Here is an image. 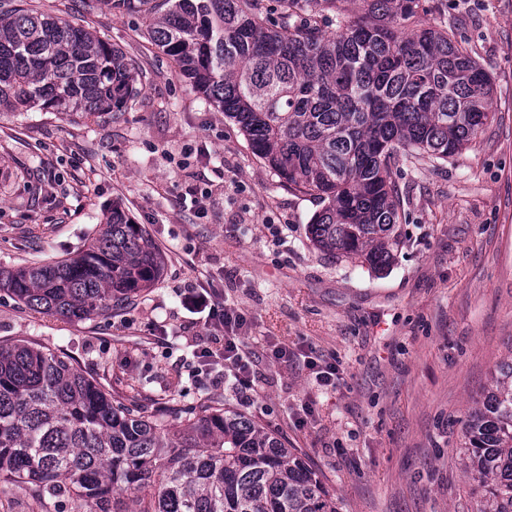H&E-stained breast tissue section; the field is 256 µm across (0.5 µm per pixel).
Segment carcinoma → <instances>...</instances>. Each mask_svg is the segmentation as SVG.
I'll return each mask as SVG.
<instances>
[{
	"mask_svg": "<svg viewBox=\"0 0 512 512\" xmlns=\"http://www.w3.org/2000/svg\"><path fill=\"white\" fill-rule=\"evenodd\" d=\"M149 17L151 41L293 193L323 203L319 250L374 270L400 245L396 158L446 162L494 119L493 82L448 0H81ZM146 73L92 31L0 4V113L123 112ZM164 256L118 205L73 257L0 269V291L90 320L159 280ZM477 512H512V357L462 432ZM0 478L70 512H339L307 460L234 410L141 411L66 358L0 340Z\"/></svg>",
	"mask_w": 512,
	"mask_h": 512,
	"instance_id": "1",
	"label": "carcinoma"
}]
</instances>
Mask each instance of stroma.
<instances>
[{
	"label": "stroma",
	"mask_w": 512,
	"mask_h": 512,
	"mask_svg": "<svg viewBox=\"0 0 512 512\" xmlns=\"http://www.w3.org/2000/svg\"><path fill=\"white\" fill-rule=\"evenodd\" d=\"M86 26L143 69L125 112L98 122L32 109L0 115V267L75 255L112 204L165 256L153 291L68 321L0 291V340L71 356L85 375L150 412L207 399L234 408L305 457L340 512H476L458 459L463 422L491 369L512 357V0H452L448 23L494 80V120L448 162L401 159L400 245L389 269L316 249L320 208L295 194L247 138L151 44L144 18L76 0H31ZM207 154L194 158L193 150ZM209 192L202 205L186 195ZM207 290L247 319L264 379L255 402L198 372L223 331L185 300ZM299 352L273 361L268 348ZM337 361L321 393L304 353ZM312 398L314 417L295 411Z\"/></svg>",
	"instance_id": "obj_1"
}]
</instances>
